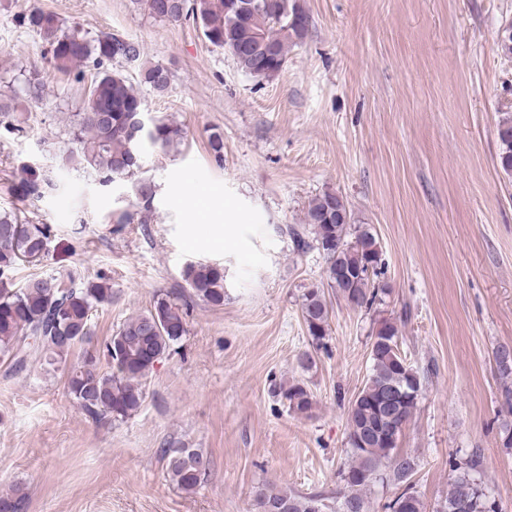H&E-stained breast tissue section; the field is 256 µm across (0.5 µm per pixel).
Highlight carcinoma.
<instances>
[{
  "instance_id": "carcinoma-1",
  "label": "carcinoma",
  "mask_w": 512,
  "mask_h": 512,
  "mask_svg": "<svg viewBox=\"0 0 512 512\" xmlns=\"http://www.w3.org/2000/svg\"><path fill=\"white\" fill-rule=\"evenodd\" d=\"M154 18L170 22L190 21L206 42L232 54L239 68L252 76L272 78L284 68L289 51L306 38L309 28L299 23L302 8L297 0H259L260 7L245 17L232 12L227 0H137ZM22 26L33 31L45 48L47 62L67 72L89 61L100 67L90 85L87 105L73 115L69 135L76 151L62 158V165L94 173L108 183L127 182L136 202L132 208L113 214L116 224H145L153 212L155 184L144 175L143 156L150 149L173 147L183 140L182 128L165 115H157L150 135L140 134L135 119L143 107L137 89L127 78L109 72L104 64L118 58L136 62L139 43L112 34L96 38L79 26H66L58 15L34 7L20 16ZM140 82L157 93L168 86V70L155 64L139 70ZM24 121L12 101L0 98V127L22 132ZM499 164L512 174V117L497 126ZM53 181L30 165L12 185L13 194L25 201L39 199ZM304 223L313 235L307 240L296 228L289 229L295 250L311 245L323 253L328 285L337 297L358 308H371L385 289L376 285L383 274L382 258L371 228H351L352 213L343 197L324 193L308 205ZM51 228L33 224L15 212H0V360L23 369L27 365L67 362L73 349L90 341L91 319L98 308L112 303V286L105 281L85 280L55 274H32L22 284L14 273L20 265L35 266L49 255ZM183 288L177 294L155 297L148 312L127 319L107 340L102 350L86 352L71 365L67 389L73 402L92 418L115 420L135 415L146 399V380L155 365L187 334L189 301L224 305V267L187 264ZM301 312L311 345L319 347L328 335L330 312L321 288L302 295ZM493 353L503 380L501 399L512 410V360H499ZM109 370H104L101 360ZM370 373L352 400L347 413L349 463L340 473L342 487L336 496L318 491L299 493L266 482L255 491V512H370L368 492L381 483L399 489L385 505L388 512H425L423 501L408 486L416 470L414 458L396 452L398 441L385 432L388 414L382 403L395 393L401 398L396 425L406 426L422 391L420 374L407 363L399 349V329L382 321L372 337ZM289 412L309 414L314 406L307 386L295 380L272 388ZM169 480L185 492L197 490L210 468L199 448H166L162 453ZM479 456L454 460L453 488L469 493L467 512H501L481 479L475 476ZM26 488L15 484L0 491V512H28Z\"/></svg>"
}]
</instances>
